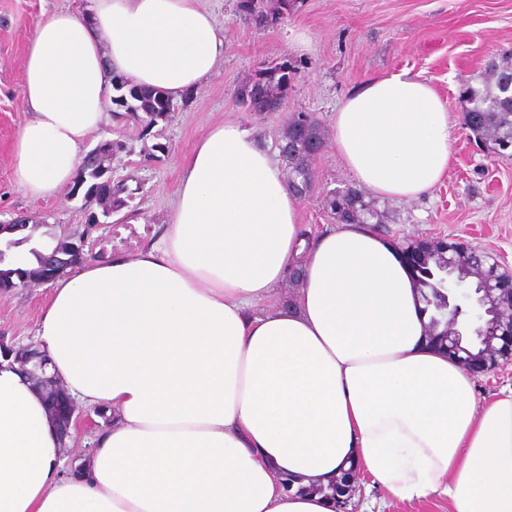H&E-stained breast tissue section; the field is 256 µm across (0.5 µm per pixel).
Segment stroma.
<instances>
[{"instance_id":"stroma-1","label":"stroma","mask_w":512,"mask_h":512,"mask_svg":"<svg viewBox=\"0 0 512 512\" xmlns=\"http://www.w3.org/2000/svg\"><path fill=\"white\" fill-rule=\"evenodd\" d=\"M240 0H200L224 34V60L214 75L191 91L184 106L149 134L112 121L91 136L86 149L122 140L113 156L114 179L134 194L110 224L86 231L81 199L62 195L33 200L15 183L11 150L27 114L22 108L23 62L37 25L58 11L90 12L93 0H0V222L27 219L33 241L86 235L96 260L136 254L163 231L176 200L181 168L195 142L226 120L243 122L270 152H277L288 115H314L324 128L344 99L367 81L405 71L428 82L455 125L452 163L443 183L413 201L375 200L380 233L399 242L441 236L498 258L512 272V157L490 154L462 124L466 85H479L488 61L512 56V0H295L288 15L259 26ZM306 45H297L296 34ZM289 60L298 78L282 111L257 115L237 102L241 85L267 65ZM314 188L301 209L312 232L336 218L322 206L328 191L353 179L334 148L312 166ZM49 294L48 286L0 294V336L27 343Z\"/></svg>"}]
</instances>
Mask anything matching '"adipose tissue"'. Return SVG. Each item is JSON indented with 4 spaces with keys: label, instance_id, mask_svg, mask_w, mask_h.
<instances>
[{
    "label": "adipose tissue",
    "instance_id": "ef3b65f1",
    "mask_svg": "<svg viewBox=\"0 0 512 512\" xmlns=\"http://www.w3.org/2000/svg\"><path fill=\"white\" fill-rule=\"evenodd\" d=\"M223 59L198 0L53 13L27 48L18 187L65 192L110 120L108 72L178 101ZM332 129L374 196L417 199L448 173V112L408 73L354 91ZM302 203L229 120L188 153L159 238L51 283L34 334L46 373L105 418L69 461L80 429L61 436L34 378L0 364V512H336L319 489L352 466L402 502L512 512V387L478 402L473 377L428 344L400 246L368 224L306 235Z\"/></svg>",
    "mask_w": 512,
    "mask_h": 512
}]
</instances>
